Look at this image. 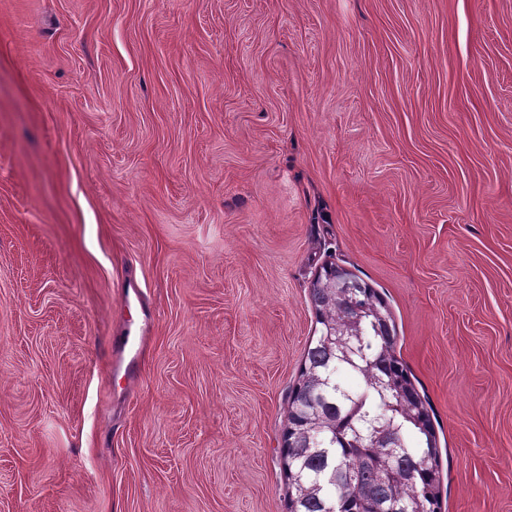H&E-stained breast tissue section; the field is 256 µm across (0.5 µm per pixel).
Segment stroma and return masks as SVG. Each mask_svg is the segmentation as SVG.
<instances>
[{
	"mask_svg": "<svg viewBox=\"0 0 512 512\" xmlns=\"http://www.w3.org/2000/svg\"><path fill=\"white\" fill-rule=\"evenodd\" d=\"M327 263L512 512V0H0V512H287Z\"/></svg>",
	"mask_w": 512,
	"mask_h": 512,
	"instance_id": "1",
	"label": "stroma"
}]
</instances>
